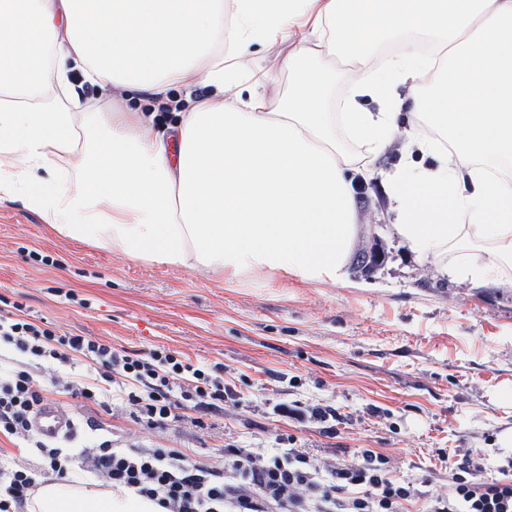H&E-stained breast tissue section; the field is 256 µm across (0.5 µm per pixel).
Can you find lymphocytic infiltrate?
<instances>
[{
  "instance_id": "obj_1",
  "label": "lymphocytic infiltrate",
  "mask_w": 512,
  "mask_h": 512,
  "mask_svg": "<svg viewBox=\"0 0 512 512\" xmlns=\"http://www.w3.org/2000/svg\"><path fill=\"white\" fill-rule=\"evenodd\" d=\"M0 345L17 355L11 368L0 370V433L18 439L23 450L0 458V512H25L38 486L37 468L64 475L76 460L160 512H402L415 495L411 483L393 479L389 457L369 449L360 459L328 463L301 448L258 453L228 447L223 468L216 469L177 448L115 446L90 419L76 424L86 443L67 448L31 424L45 403L40 375L104 411L124 405L150 429L166 426L182 400L207 412L219 408L224 380L166 349L131 356L99 338L66 335L12 311L0 313ZM438 459L448 489L427 492V512H512V460L489 480L481 460L449 452Z\"/></svg>"
}]
</instances>
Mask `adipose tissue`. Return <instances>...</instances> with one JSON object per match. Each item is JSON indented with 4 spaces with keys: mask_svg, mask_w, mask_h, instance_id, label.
Segmentation results:
<instances>
[{
    "mask_svg": "<svg viewBox=\"0 0 512 512\" xmlns=\"http://www.w3.org/2000/svg\"><path fill=\"white\" fill-rule=\"evenodd\" d=\"M286 40L273 99L252 57ZM338 59L355 77L336 103ZM77 72L126 100L211 92L164 131L86 111ZM401 136L397 235L423 260L461 253L457 279L512 286V0H0V199L62 238L229 281L342 284L359 235L346 145L371 158ZM31 509L156 512L62 480Z\"/></svg>",
    "mask_w": 512,
    "mask_h": 512,
    "instance_id": "adipose-tissue-1",
    "label": "adipose tissue"
}]
</instances>
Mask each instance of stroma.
I'll list each match as a JSON object with an SVG mask.
<instances>
[{"label":"stroma","instance_id":"1","mask_svg":"<svg viewBox=\"0 0 512 512\" xmlns=\"http://www.w3.org/2000/svg\"><path fill=\"white\" fill-rule=\"evenodd\" d=\"M397 139L372 160L355 191L368 231L355 250L373 256L344 285L280 277L225 282L201 270L150 264L54 235L19 200L0 201V296L63 332L146 354L164 347L194 366H224V409L196 426L191 402L162 431L128 409L75 408L123 448H180L219 466L227 446L304 448L330 461L370 449L388 455L415 488L448 486L439 450L481 453L486 477L512 456V287L474 288L419 261L392 227L382 175L404 154ZM51 256L53 265L33 260ZM75 300H68V293ZM329 406L335 426L275 413L281 402Z\"/></svg>","mask_w":512,"mask_h":512}]
</instances>
